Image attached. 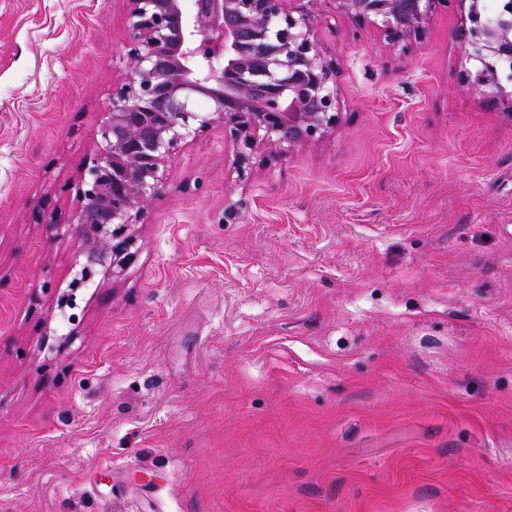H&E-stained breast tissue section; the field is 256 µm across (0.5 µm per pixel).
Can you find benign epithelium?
I'll list each match as a JSON object with an SVG mask.
<instances>
[{
	"label": "benign epithelium",
	"instance_id": "7a95c632",
	"mask_svg": "<svg viewBox=\"0 0 512 512\" xmlns=\"http://www.w3.org/2000/svg\"><path fill=\"white\" fill-rule=\"evenodd\" d=\"M124 80L112 88L101 151L82 179L77 288L92 270L113 277L130 257L133 226L197 123L224 124L238 177L258 151L282 155L336 130L339 66L315 35L313 0H126ZM338 16L376 29L407 53L453 0H330ZM467 85L512 116V0H468ZM204 98L206 112L193 103Z\"/></svg>",
	"mask_w": 512,
	"mask_h": 512
}]
</instances>
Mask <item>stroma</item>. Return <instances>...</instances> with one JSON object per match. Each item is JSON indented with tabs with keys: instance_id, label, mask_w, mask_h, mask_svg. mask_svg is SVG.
<instances>
[{
	"instance_id": "35a3bbf8",
	"label": "stroma",
	"mask_w": 512,
	"mask_h": 512,
	"mask_svg": "<svg viewBox=\"0 0 512 512\" xmlns=\"http://www.w3.org/2000/svg\"><path fill=\"white\" fill-rule=\"evenodd\" d=\"M342 122L184 142L78 291L124 0H0V512H512V115L463 9L407 54L314 0Z\"/></svg>"
}]
</instances>
